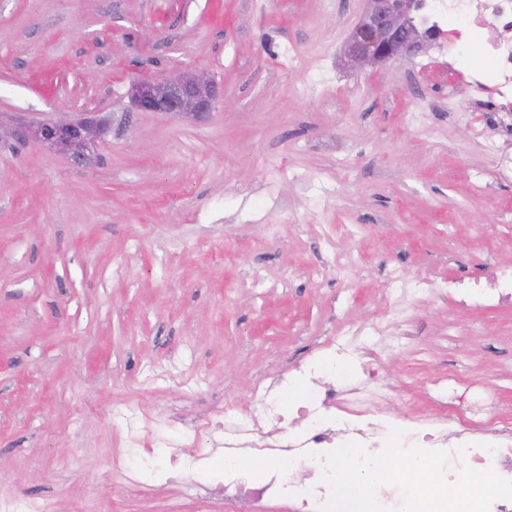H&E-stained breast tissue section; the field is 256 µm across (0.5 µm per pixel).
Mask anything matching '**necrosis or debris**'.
Wrapping results in <instances>:
<instances>
[{
  "instance_id": "4bbe7bcc",
  "label": "necrosis or debris",
  "mask_w": 512,
  "mask_h": 512,
  "mask_svg": "<svg viewBox=\"0 0 512 512\" xmlns=\"http://www.w3.org/2000/svg\"><path fill=\"white\" fill-rule=\"evenodd\" d=\"M422 15L445 35L440 53L441 68L448 73L449 111L480 113L474 133L482 138L486 154L494 155L498 137H512V0H423ZM448 297L476 309L512 301V267L502 266L495 278L483 283L449 282ZM325 348L324 358L297 365L296 380L303 389L292 403H282L272 387L259 388L252 412L224 427V454L235 462L232 478L242 473L236 462L242 448L287 459L307 474L297 483L272 470L253 489L255 499L284 497L298 512H321L330 489L321 480L320 454L350 441L375 452L395 424L381 401L371 351L359 350L350 339L326 342ZM353 352L361 363L353 382H329L322 360ZM440 406L441 414L410 419L403 446L452 453L465 444L471 468H491L512 481V419L499 401L445 391Z\"/></svg>"
}]
</instances>
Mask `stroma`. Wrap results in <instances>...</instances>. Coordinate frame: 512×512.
<instances>
[{"label": "stroma", "instance_id": "obj_1", "mask_svg": "<svg viewBox=\"0 0 512 512\" xmlns=\"http://www.w3.org/2000/svg\"><path fill=\"white\" fill-rule=\"evenodd\" d=\"M362 0H0V499L44 512H251L174 480L182 430L394 309L380 266L427 286L406 336L364 337L385 408L424 376L512 408V306L435 288L512 263V139L488 158L427 60L345 63ZM204 72L201 120L140 112L132 80ZM422 112L419 126L404 112ZM108 120L98 163L21 125ZM332 239L334 250L324 241ZM355 259L347 278L333 258ZM141 413L155 457L125 451Z\"/></svg>", "mask_w": 512, "mask_h": 512}]
</instances>
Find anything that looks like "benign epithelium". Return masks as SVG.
I'll return each instance as SVG.
<instances>
[{
  "label": "benign epithelium",
  "instance_id": "7a95c632",
  "mask_svg": "<svg viewBox=\"0 0 512 512\" xmlns=\"http://www.w3.org/2000/svg\"><path fill=\"white\" fill-rule=\"evenodd\" d=\"M359 30L345 46L347 64L355 70L376 68L395 59L412 60L425 52L433 40L416 19L417 0H364ZM133 106L140 112L198 118L220 102L214 80L203 73H183L133 81L128 89ZM108 129V121L74 117L32 123L18 134L62 154L79 167L97 161L96 144Z\"/></svg>",
  "mask_w": 512,
  "mask_h": 512
}]
</instances>
